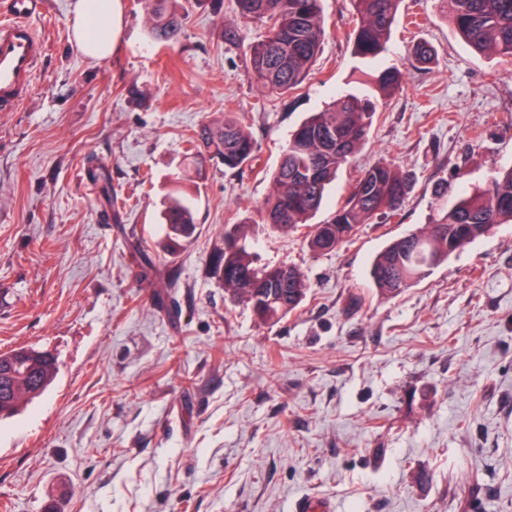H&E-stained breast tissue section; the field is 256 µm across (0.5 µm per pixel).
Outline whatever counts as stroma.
<instances>
[{
  "label": "stroma",
  "mask_w": 512,
  "mask_h": 512,
  "mask_svg": "<svg viewBox=\"0 0 512 512\" xmlns=\"http://www.w3.org/2000/svg\"><path fill=\"white\" fill-rule=\"evenodd\" d=\"M70 3L40 0L49 51L24 104L0 112V351L56 359L50 389L0 421V512H295L310 497L333 512H512V223L398 296L368 278L456 190L512 167V57L472 49L441 0H403L387 53L361 60L349 0H323L309 77L270 94L249 62L265 29L235 0H178L185 21L166 45L122 0L123 33L97 63L72 41ZM418 42L431 64L412 58ZM386 68L401 74L387 94ZM340 93L377 112L313 223L379 160L410 190L397 215L315 252L258 207L291 131ZM228 112L257 157L197 179L187 142ZM177 178L197 230L170 259L159 213ZM244 220L258 264L306 281L275 323L210 274L225 225Z\"/></svg>",
  "instance_id": "stroma-1"
}]
</instances>
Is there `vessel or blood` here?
<instances>
[{"mask_svg": "<svg viewBox=\"0 0 512 512\" xmlns=\"http://www.w3.org/2000/svg\"><path fill=\"white\" fill-rule=\"evenodd\" d=\"M38 0H6L0 9V112L17 110L30 93L46 46L31 20Z\"/></svg>", "mask_w": 512, "mask_h": 512, "instance_id": "vessel-or-blood-1", "label": "vessel or blood"}]
</instances>
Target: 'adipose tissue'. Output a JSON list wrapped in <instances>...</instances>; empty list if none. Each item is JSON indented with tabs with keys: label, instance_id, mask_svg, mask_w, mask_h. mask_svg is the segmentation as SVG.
Instances as JSON below:
<instances>
[{
	"label": "adipose tissue",
	"instance_id": "1",
	"mask_svg": "<svg viewBox=\"0 0 512 512\" xmlns=\"http://www.w3.org/2000/svg\"><path fill=\"white\" fill-rule=\"evenodd\" d=\"M73 37L89 59L109 57L121 35L120 0H73Z\"/></svg>",
	"mask_w": 512,
	"mask_h": 512
}]
</instances>
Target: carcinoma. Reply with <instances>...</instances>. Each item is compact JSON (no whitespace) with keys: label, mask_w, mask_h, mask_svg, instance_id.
<instances>
[{"label":"carcinoma","mask_w":512,"mask_h":512,"mask_svg":"<svg viewBox=\"0 0 512 512\" xmlns=\"http://www.w3.org/2000/svg\"><path fill=\"white\" fill-rule=\"evenodd\" d=\"M401 0H350L359 18L354 55L375 60L387 49ZM456 32L480 53L512 56V0H443ZM151 36L160 43L178 38L181 20L172 0H140ZM240 14L261 22L262 39L249 46L250 63L259 86L285 93L310 74L324 40L322 0H236ZM375 106L345 94L314 112L290 135L281 162L270 174L269 192L260 204L261 222L288 232L307 223L321 207L326 188L366 143ZM257 144L236 116L204 125L190 140L189 155L202 174L206 162L219 159L227 170L252 162ZM409 180L393 164L379 161L364 169L345 203L325 224H314L309 246L316 252L340 246L362 224L380 215L396 214ZM166 250L175 252L195 234L197 224L189 201L177 187L163 212ZM512 222V168L498 172L456 202L438 210L425 228L392 241L373 260L369 275L383 295L396 296L421 281L435 266L497 224ZM249 224H228L224 246L216 249L210 273L224 285L231 301L250 308L267 324L294 311L305 296L306 283L297 268L259 267L245 246ZM56 363L45 351L19 347L0 352V420L41 395L52 383Z\"/></svg>","instance_id":"obj_1"}]
</instances>
